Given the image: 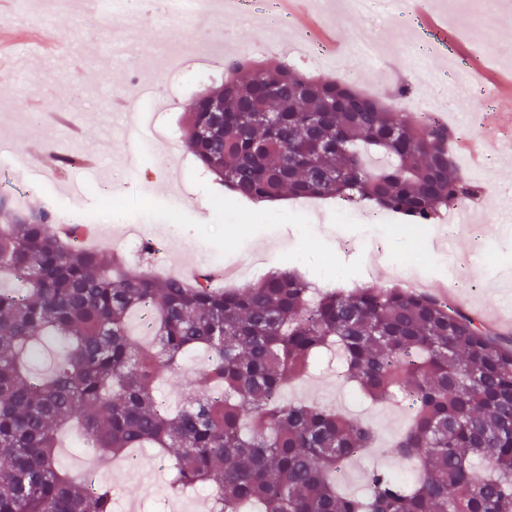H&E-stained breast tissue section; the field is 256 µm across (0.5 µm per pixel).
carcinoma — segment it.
I'll use <instances>...</instances> for the list:
<instances>
[{"label":"carcinoma","instance_id":"carcinoma-1","mask_svg":"<svg viewBox=\"0 0 512 512\" xmlns=\"http://www.w3.org/2000/svg\"><path fill=\"white\" fill-rule=\"evenodd\" d=\"M210 89L223 111L186 113L199 166L254 202L335 198L401 214L420 229L478 193L441 116L407 119L391 99L270 62ZM0 200V512H113L112 487L60 472L57 437L78 423L94 455L157 448L174 492L212 488L208 512H512V341L470 313L397 285L320 289L276 268L243 288L201 273H132L126 259ZM150 317L151 346L132 321ZM208 363L167 408L159 372L192 352ZM375 404L411 419L392 444L411 484L373 469L363 495L336 473L377 430L286 386L320 355Z\"/></svg>","mask_w":512,"mask_h":512}]
</instances>
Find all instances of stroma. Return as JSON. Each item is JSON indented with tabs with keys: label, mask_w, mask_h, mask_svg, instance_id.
<instances>
[{
	"label": "stroma",
	"mask_w": 512,
	"mask_h": 512,
	"mask_svg": "<svg viewBox=\"0 0 512 512\" xmlns=\"http://www.w3.org/2000/svg\"><path fill=\"white\" fill-rule=\"evenodd\" d=\"M426 2L449 28L462 33L482 71L512 73V0ZM12 11L8 36L15 66L0 71V198H8L11 206L46 207L58 224L106 227L110 238L100 244L104 259H111L115 249H124L132 271L152 268L176 274L189 265L212 270L216 257L222 256L244 267L245 285L257 282L262 271L288 267L322 287L350 290L385 284L383 263L391 256L406 260L409 276L422 279L431 290L446 289L448 298L476 316L512 307V149L499 147L496 130L480 125L474 112L461 115L466 135L491 160L479 180L482 191L474 209L479 220L464 229H448L436 248L435 229L418 231L401 220L337 223L332 200L296 217L291 214V199L255 205L210 180L187 150L170 153L163 144L142 142L133 133H118L103 142L102 132L111 129L114 106L121 98L136 103L124 117L126 125H136L141 113L155 112L163 125L180 132L182 115L196 96L223 82L225 49L248 52L261 43L268 26L265 10L228 9L220 23L207 26L170 14L146 27L133 6L106 16L73 4L49 14L40 0H14ZM314 15L335 27L341 42L342 59L332 78L345 77L364 91L387 96L396 83L422 72L427 80L421 94L448 97L443 80L447 57L435 51L419 53L416 32L389 0H381L363 16L348 11L339 18L325 5ZM41 31L69 41L70 49L32 69L26 61ZM356 31L381 43L384 59L366 61L351 43ZM170 42L182 52L181 89L169 100H144L141 80L159 87L170 80L159 54L161 44ZM203 42L211 43L214 52L206 66L197 62V48ZM34 99L58 113L75 114L84 136L71 140L68 148L87 157L85 167L62 174L43 162L49 131L31 116ZM129 226L157 244L156 254L123 248V231ZM259 255L263 269L255 272L251 265ZM286 393L366 418L377 428L381 446L373 461L362 462L354 471L357 486H364L374 464L399 472L405 481L415 480L414 462L391 452L406 426L407 409L351 404L348 387L330 368L290 384ZM156 459L154 452H147L140 473L100 465L99 479L112 485L117 505L162 512L169 489L163 483L151 485L145 477Z\"/></svg>",
	"instance_id": "stroma-1"
}]
</instances>
